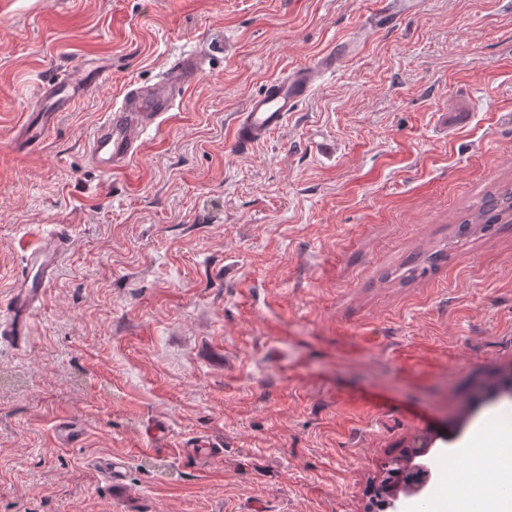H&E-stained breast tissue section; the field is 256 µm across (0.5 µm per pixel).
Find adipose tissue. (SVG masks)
<instances>
[{
    "instance_id": "1",
    "label": "adipose tissue",
    "mask_w": 512,
    "mask_h": 512,
    "mask_svg": "<svg viewBox=\"0 0 512 512\" xmlns=\"http://www.w3.org/2000/svg\"><path fill=\"white\" fill-rule=\"evenodd\" d=\"M464 455L474 462V476L464 477L449 473L447 484L451 488L467 486L468 494L455 503L456 512H512V503L502 499L498 485L484 484L477 480L478 472L494 467L505 479L512 481V427L499 428L492 447H478L476 439H469L463 448Z\"/></svg>"
}]
</instances>
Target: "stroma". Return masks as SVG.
<instances>
[{"mask_svg":"<svg viewBox=\"0 0 512 512\" xmlns=\"http://www.w3.org/2000/svg\"><path fill=\"white\" fill-rule=\"evenodd\" d=\"M373 2L0 0V307L21 242L71 234L27 342L0 339V512H369L420 437L430 488L399 490L404 512L468 472L457 445L512 410V224L460 227L512 183V0H422L233 145L249 96ZM188 48L224 60L101 174L96 124ZM78 65L102 84L14 147ZM113 455L122 502L96 467Z\"/></svg>","mask_w":512,"mask_h":512,"instance_id":"obj_1","label":"stroma"}]
</instances>
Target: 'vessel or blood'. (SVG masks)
Segmentation results:
<instances>
[{
	"label": "vessel or blood",
	"mask_w": 512,
	"mask_h": 512,
	"mask_svg": "<svg viewBox=\"0 0 512 512\" xmlns=\"http://www.w3.org/2000/svg\"><path fill=\"white\" fill-rule=\"evenodd\" d=\"M420 2L378 0L367 19L365 33L344 39L319 55L313 64L287 71L269 81L248 99L242 112L235 114L236 147L241 150L252 148L280 128L287 122L289 113L297 111L311 96L319 79L335 72L343 60L357 56L366 43L368 32L395 25L403 10L416 9ZM213 66V57L190 49L175 56L155 82L128 83L119 103L104 115L89 136L87 154L90 163L107 173L128 169L140 157L148 132L160 127L173 110L174 91L184 92L194 87ZM91 85L88 72L79 68L70 69L57 81L42 85L37 95L41 107L38 120L25 122L21 127L26 140L41 141L53 128L56 115L49 112V105L63 97H76ZM68 245L69 230L61 224L27 250L26 264L31 272L14 285L12 309L6 318H0V338H7L19 346L25 343L32 315ZM127 464L126 457L115 456L98 465L114 497H121L125 488Z\"/></svg>",
	"instance_id": "obj_1"
}]
</instances>
